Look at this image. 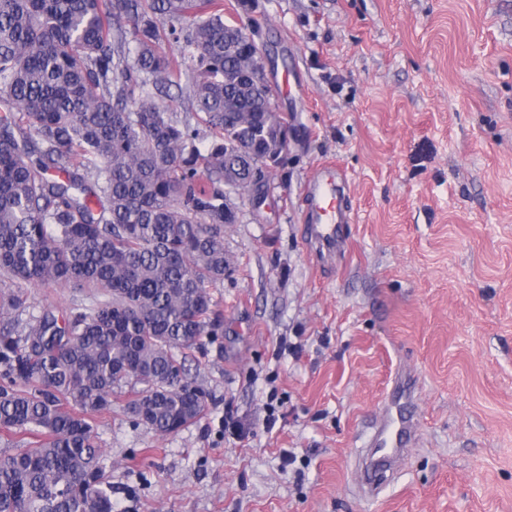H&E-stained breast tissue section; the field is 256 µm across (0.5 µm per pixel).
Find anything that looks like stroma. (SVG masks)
Instances as JSON below:
<instances>
[{
    "label": "stroma",
    "mask_w": 512,
    "mask_h": 512,
    "mask_svg": "<svg viewBox=\"0 0 512 512\" xmlns=\"http://www.w3.org/2000/svg\"><path fill=\"white\" fill-rule=\"evenodd\" d=\"M236 7L292 136L224 227V332L185 362L205 415L96 421L116 512H512V0ZM328 162L355 213L330 262L302 222ZM401 372L422 439L371 499L356 455Z\"/></svg>",
    "instance_id": "obj_1"
}]
</instances>
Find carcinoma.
Here are the masks:
<instances>
[{
  "instance_id": "carcinoma-1",
  "label": "carcinoma",
  "mask_w": 512,
  "mask_h": 512,
  "mask_svg": "<svg viewBox=\"0 0 512 512\" xmlns=\"http://www.w3.org/2000/svg\"><path fill=\"white\" fill-rule=\"evenodd\" d=\"M249 34L224 0H0V512H114L94 421L127 386L160 436L205 414L183 359L224 322V172L288 136ZM183 83L195 128L161 103ZM26 284L92 304L34 315Z\"/></svg>"
}]
</instances>
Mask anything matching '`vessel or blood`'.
Returning a JSON list of instances; mask_svg holds the SVG:
<instances>
[{
  "label": "vessel or blood",
  "mask_w": 512,
  "mask_h": 512,
  "mask_svg": "<svg viewBox=\"0 0 512 512\" xmlns=\"http://www.w3.org/2000/svg\"><path fill=\"white\" fill-rule=\"evenodd\" d=\"M347 188V179L337 173L334 165L326 164L305 189L302 219L310 244L323 255L343 251L346 246L342 226L354 219L353 209L347 202ZM416 392L414 378L404 373L387 395L371 437L377 465L400 456L416 437Z\"/></svg>",
  "instance_id": "vessel-or-blood-1"
}]
</instances>
